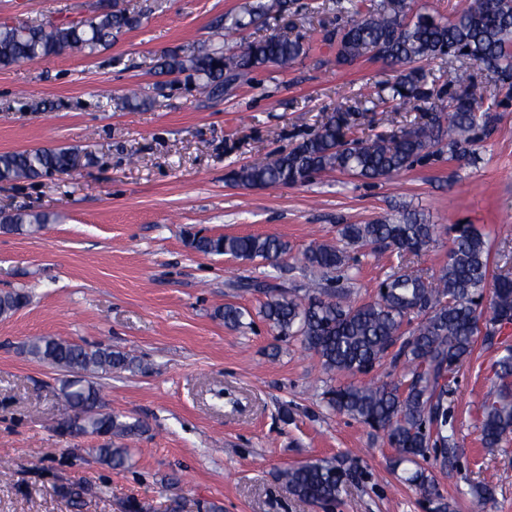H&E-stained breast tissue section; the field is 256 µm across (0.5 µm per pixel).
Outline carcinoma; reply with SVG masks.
<instances>
[{
    "label": "carcinoma",
    "instance_id": "obj_1",
    "mask_svg": "<svg viewBox=\"0 0 512 512\" xmlns=\"http://www.w3.org/2000/svg\"><path fill=\"white\" fill-rule=\"evenodd\" d=\"M138 23L124 10L110 11L62 26L0 24V67L65 52L92 56L110 46L114 35ZM247 23L236 18L226 27L235 50L201 47L187 58L169 56L160 65L167 74L192 72L202 93L219 97L230 86L224 71L237 78L269 67L285 71L306 55L303 38L271 35L250 40ZM338 65H352L369 51L394 73L385 86L390 99L418 116L401 128L367 137L353 136L364 125L369 108H339L291 150L232 172L245 187L303 185L315 176L339 172L365 180L390 178L416 165L448 156L469 162L476 147L495 132L499 116L491 112L512 100V0H459L453 17L414 12L408 0H346L336 14V27L323 34ZM436 61L457 64L444 83L430 75ZM448 101V111L437 102ZM78 153L65 147H39L0 153V181L33 179L70 169ZM48 217L36 212L8 213L0 227L16 234L39 231ZM439 225L423 214L403 210L399 217L367 224H342L336 243L313 242L301 256L303 266L333 283L317 292L284 288L264 280L239 279L229 286L261 296L259 316L279 338H296L313 352L330 375L367 376L385 368L381 378L328 385L326 406L346 414L380 434L395 449L392 467L404 469L418 486L434 482L426 463L448 468L455 455L448 433V395L455 374L472 356L477 342L499 352L494 363L498 384L482 403L481 437L497 446L512 432V341L503 335L512 325V251L500 255L490 273V246L472 224L454 226L447 260L437 269H411L410 257L435 241ZM192 246L204 254H228L242 260L276 261L289 252L275 236L199 237ZM389 250L399 258L398 270L385 274L373 298H351L344 283L360 272V257ZM28 300L21 291L0 294V317ZM224 325L239 328L250 310L228 304L219 312ZM32 358L66 371L61 379L64 402L79 418L59 422L61 434L103 435L120 439L145 432L142 421L104 411L96 373L129 370L136 359L109 347H88L50 336L25 344ZM98 460L118 469L128 463L130 449L108 444L95 449ZM357 467L335 459L310 460L279 473L288 495L318 504H334Z\"/></svg>",
    "mask_w": 512,
    "mask_h": 512
}]
</instances>
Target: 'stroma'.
Masks as SVG:
<instances>
[{
	"instance_id": "1",
	"label": "stroma",
	"mask_w": 512,
	"mask_h": 512,
	"mask_svg": "<svg viewBox=\"0 0 512 512\" xmlns=\"http://www.w3.org/2000/svg\"><path fill=\"white\" fill-rule=\"evenodd\" d=\"M264 0H0V24L73 23L115 9L139 23L86 57L67 53L0 68V152L68 147L76 171L0 182V213H47L40 233L0 231V292L21 291L26 306L0 317V512H122L129 501L154 512H512V434L481 442L485 394L496 385L497 353L476 348L448 398L457 462L435 471L425 491L392 470L395 451L367 426L327 409L330 382L318 358L277 340L255 320L233 330L224 305L257 309L258 298L229 289L241 278L305 288L301 268L314 241H336L343 224L424 212L445 233L421 257L447 258L451 227L472 224L503 249L512 226V106L477 160L418 165L389 180L323 173L302 186L246 188L229 173L295 146L336 108L376 96L390 72L360 60L340 67L320 23L336 0H295L292 14L269 12L254 37L293 31L311 45L291 69H268L224 96L204 97L196 77L163 75L159 63L217 42L219 21L248 17ZM140 106L123 105L128 90ZM200 233L276 235L290 251L272 266L204 254ZM32 336L105 346L139 365L97 375L107 410L146 422L128 439L129 464L100 463L101 436L62 435V370L30 358ZM290 419H283V411ZM346 457L357 479L336 506L288 495L281 469L314 458ZM492 478L489 494L475 484ZM85 490L82 506L58 485Z\"/></svg>"
}]
</instances>
